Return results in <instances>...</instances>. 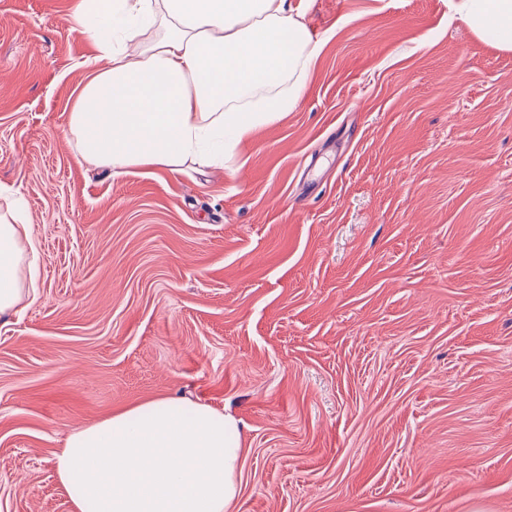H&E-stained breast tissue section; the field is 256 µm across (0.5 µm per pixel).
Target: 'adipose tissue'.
<instances>
[{"instance_id": "adipose-tissue-1", "label": "adipose tissue", "mask_w": 512, "mask_h": 512, "mask_svg": "<svg viewBox=\"0 0 512 512\" xmlns=\"http://www.w3.org/2000/svg\"><path fill=\"white\" fill-rule=\"evenodd\" d=\"M451 8L512 51V0ZM72 18L108 61L70 111L77 160L114 170L222 164L225 149L297 106L324 45L293 0H75ZM36 253L29 224L0 212L1 319L35 296L23 264ZM241 438L232 415L156 399L74 430L56 473L73 512H230Z\"/></svg>"}]
</instances>
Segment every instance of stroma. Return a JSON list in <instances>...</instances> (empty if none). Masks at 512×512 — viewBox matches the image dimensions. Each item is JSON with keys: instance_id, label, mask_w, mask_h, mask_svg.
Listing matches in <instances>:
<instances>
[{"instance_id": "stroma-1", "label": "stroma", "mask_w": 512, "mask_h": 512, "mask_svg": "<svg viewBox=\"0 0 512 512\" xmlns=\"http://www.w3.org/2000/svg\"><path fill=\"white\" fill-rule=\"evenodd\" d=\"M298 105L224 164L121 173L69 132L94 47L0 0V190L38 295L0 319V512L158 398L238 419L232 512H512V52L448 0H303Z\"/></svg>"}]
</instances>
